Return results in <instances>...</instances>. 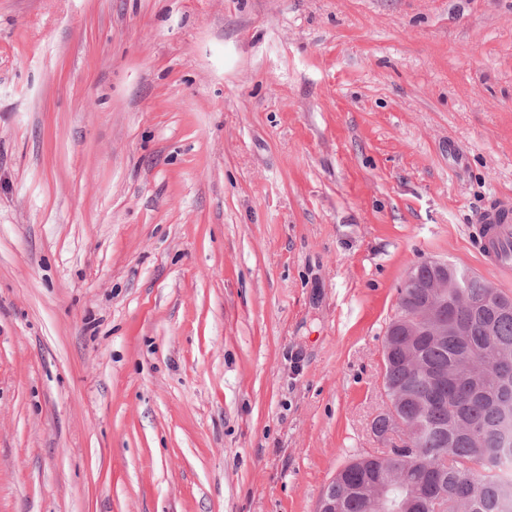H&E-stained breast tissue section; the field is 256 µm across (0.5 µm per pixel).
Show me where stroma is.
Here are the masks:
<instances>
[{"label":"stroma","mask_w":512,"mask_h":512,"mask_svg":"<svg viewBox=\"0 0 512 512\" xmlns=\"http://www.w3.org/2000/svg\"><path fill=\"white\" fill-rule=\"evenodd\" d=\"M499 197L512 0H0V512H317Z\"/></svg>","instance_id":"1"}]
</instances>
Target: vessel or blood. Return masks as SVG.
<instances>
[{"label": "vessel or blood", "mask_w": 512, "mask_h": 512, "mask_svg": "<svg viewBox=\"0 0 512 512\" xmlns=\"http://www.w3.org/2000/svg\"><path fill=\"white\" fill-rule=\"evenodd\" d=\"M471 229L482 235L491 247L482 255L483 266L496 280L512 282V258L505 248L512 243V200L499 199L481 212Z\"/></svg>", "instance_id": "vessel-or-blood-1"}]
</instances>
